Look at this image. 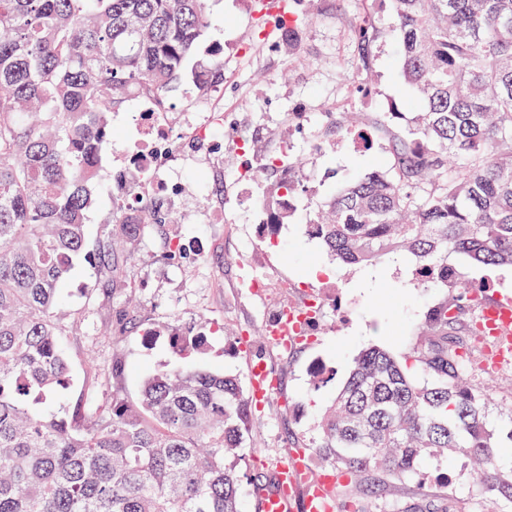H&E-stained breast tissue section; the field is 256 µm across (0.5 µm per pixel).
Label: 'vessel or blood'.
<instances>
[{
  "mask_svg": "<svg viewBox=\"0 0 512 512\" xmlns=\"http://www.w3.org/2000/svg\"><path fill=\"white\" fill-rule=\"evenodd\" d=\"M482 318L494 340L493 361L512 355V317L489 303L482 310ZM250 381L256 402H264L277 392L275 379L264 363L251 365ZM334 483L332 476L312 473L305 450L299 449L277 465L274 489L257 492L256 508L258 512H335Z\"/></svg>",
  "mask_w": 512,
  "mask_h": 512,
  "instance_id": "1",
  "label": "vessel or blood"
}]
</instances>
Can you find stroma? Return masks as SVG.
I'll use <instances>...</instances> for the list:
<instances>
[{
	"label": "stroma",
	"instance_id": "obj_1",
	"mask_svg": "<svg viewBox=\"0 0 512 512\" xmlns=\"http://www.w3.org/2000/svg\"><path fill=\"white\" fill-rule=\"evenodd\" d=\"M253 0H210L211 25L204 43L224 53V81L207 97H197L190 82L174 85L168 94L171 119L200 112L213 104L224 109V124L212 132L214 145L205 154L175 158L181 193L168 202L179 219L187 255L167 256L168 237L146 227L137 254L124 265L109 297L86 296L84 287L98 283L95 262H76L63 285L64 311L79 321L66 345L74 385L62 399L41 405L42 414L60 411L63 400L76 399L86 380V359H93L101 386L100 404L112 401L113 389L136 398L145 378L176 358L166 341L146 345L141 328L179 318L189 324L211 322L209 351L195 365L238 375L248 381L251 362L265 361L280 382L277 394L258 414L256 444L243 452V512H255L249 494L256 478L272 481L277 464L291 450V438L312 435L323 408L335 396L341 379L358 352L372 344L409 355L425 328L429 309L454 298L456 288H416L409 285L403 264H385L384 277L369 279L368 269L343 270L303 225L335 188L336 177L351 178L384 166V141L359 151L350 138L327 140L329 117L345 112H383L388 104L410 111L411 91L400 74L399 43L386 0L373 6L384 34L369 47L367 65H360L354 33L363 6L360 0H312V21L300 32V58H293L278 38L276 21H268L266 37L255 29ZM249 145L246 154L223 150L226 135ZM294 151L293 172L309 192L298 203L295 220L275 234L259 231L260 214L250 202L262 190L254 177L259 159L281 144ZM126 140L105 150L97 201L86 226L89 244L103 240L115 210V175L122 167ZM223 212L224 221L208 218ZM291 289H281V282ZM318 294L324 313L310 341L284 354L264 340L273 313ZM122 335L108 334L116 322ZM121 362L120 383L112 381V365ZM473 375L489 387L495 402L512 407V364L492 365L486 347L470 352ZM323 363L336 369L335 379L313 387L310 370ZM424 476L390 481L381 490L363 494L349 483L338 484L341 512L362 504L366 512H432L433 506L455 494L464 512H486L469 471L453 459L430 461Z\"/></svg>",
	"mask_w": 512,
	"mask_h": 512
}]
</instances>
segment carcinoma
I'll use <instances>...</instances> for the list:
<instances>
[{
  "label": "carcinoma",
  "instance_id": "carcinoma-1",
  "mask_svg": "<svg viewBox=\"0 0 512 512\" xmlns=\"http://www.w3.org/2000/svg\"><path fill=\"white\" fill-rule=\"evenodd\" d=\"M301 0L281 7L280 39L299 53ZM400 72L415 111L389 107L336 134L390 141L385 168L340 182L305 225L343 267L402 260L411 281L448 286V257L512 266V0H389ZM209 0H0V512H241L237 468L254 439L255 406L238 379L201 367L162 369L136 401L96 404V382L45 417L35 406L69 388L58 311L75 261L104 283L135 253L141 230L176 224L153 202L116 210L88 249L87 216L113 140L110 114L134 96L165 104L186 80L207 94L224 57L198 56ZM299 183L283 177L256 199L262 232L291 221ZM456 300L428 314L417 347L423 380L387 348L352 361L310 448L359 482L413 479L425 459L471 468L493 512L512 509V410L492 411L468 354L477 339L474 285L456 270ZM210 326L148 328L176 356L206 351Z\"/></svg>",
  "mask_w": 512,
  "mask_h": 512
}]
</instances>
